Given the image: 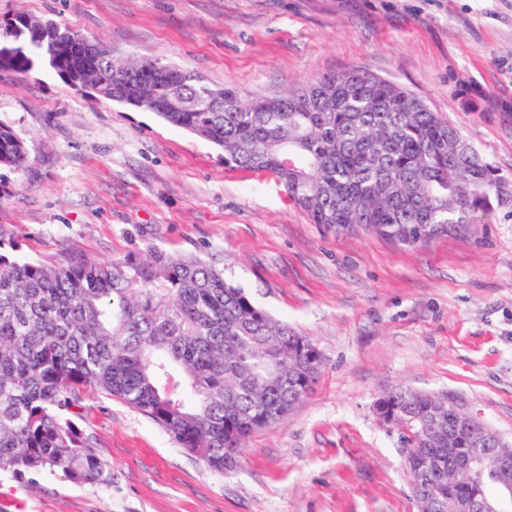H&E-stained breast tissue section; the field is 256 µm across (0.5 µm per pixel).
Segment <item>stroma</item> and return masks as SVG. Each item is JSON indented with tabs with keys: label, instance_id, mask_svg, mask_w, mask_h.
<instances>
[{
	"label": "stroma",
	"instance_id": "35a3bbf8",
	"mask_svg": "<svg viewBox=\"0 0 512 512\" xmlns=\"http://www.w3.org/2000/svg\"><path fill=\"white\" fill-rule=\"evenodd\" d=\"M20 13L244 96L368 71L446 115L512 184V0H0V19ZM0 121L29 149L0 187L18 257L214 258L321 357L310 394L224 474L86 394L78 423L110 483L2 473L0 512H419L375 408L400 386L447 393L512 443V204L416 246L316 224L273 176L229 169L210 142L45 63L0 70Z\"/></svg>",
	"mask_w": 512,
	"mask_h": 512
}]
</instances>
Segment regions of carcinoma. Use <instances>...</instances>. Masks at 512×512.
Listing matches in <instances>:
<instances>
[{
	"label": "carcinoma",
	"instance_id": "carcinoma-1",
	"mask_svg": "<svg viewBox=\"0 0 512 512\" xmlns=\"http://www.w3.org/2000/svg\"><path fill=\"white\" fill-rule=\"evenodd\" d=\"M0 68L28 72L46 57L72 73V47L85 36L16 15ZM95 72L121 68L142 84L143 104L171 125L224 151L233 169L266 172L313 223L362 227L405 245L459 232L512 201L474 149L456 146L458 128L421 98L357 68L316 77L282 96L243 97L160 62L120 61L100 52ZM174 96L186 108L164 112ZM28 149L0 121V170L18 171ZM0 238V473L48 471L75 483L107 484L112 467L76 421L84 395L100 390L159 424L217 472L232 470L255 431L306 397L320 358L310 341L255 305L224 269L193 255L152 249L113 262L68 257L19 259ZM397 421L406 463L441 462L411 477L419 512L481 496L488 483L448 481V408L438 395L398 388L382 396Z\"/></svg>",
	"mask_w": 512,
	"mask_h": 512
}]
</instances>
